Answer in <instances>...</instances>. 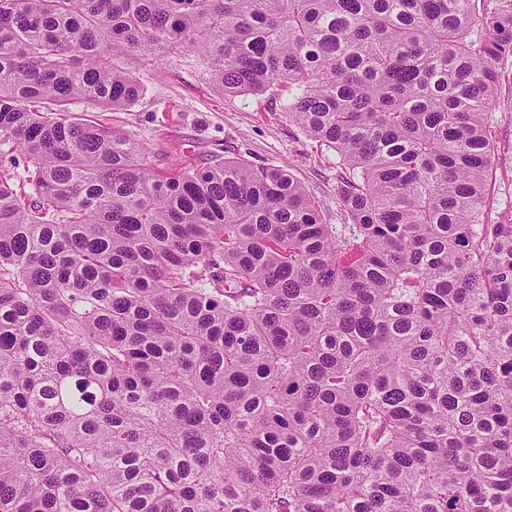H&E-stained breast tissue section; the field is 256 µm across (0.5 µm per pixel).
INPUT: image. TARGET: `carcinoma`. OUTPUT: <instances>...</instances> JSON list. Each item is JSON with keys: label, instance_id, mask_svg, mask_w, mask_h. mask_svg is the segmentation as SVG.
<instances>
[{"label": "carcinoma", "instance_id": "obj_1", "mask_svg": "<svg viewBox=\"0 0 512 512\" xmlns=\"http://www.w3.org/2000/svg\"><path fill=\"white\" fill-rule=\"evenodd\" d=\"M0 0V512H512V0ZM278 86L336 153L152 163L119 57ZM500 83L488 113L494 139L487 210L496 220L512 216V57L498 65Z\"/></svg>", "mask_w": 512, "mask_h": 512}]
</instances>
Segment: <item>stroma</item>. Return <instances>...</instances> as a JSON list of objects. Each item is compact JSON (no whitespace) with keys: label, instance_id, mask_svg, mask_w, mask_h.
I'll use <instances>...</instances> for the list:
<instances>
[{"label":"stroma","instance_id":"35a3bbf8","mask_svg":"<svg viewBox=\"0 0 512 512\" xmlns=\"http://www.w3.org/2000/svg\"><path fill=\"white\" fill-rule=\"evenodd\" d=\"M143 86L130 107L110 111L77 100L72 116L134 135L154 162L171 168L208 166L215 157L240 158L256 166L290 165L293 175L319 202L327 223H340L335 152L317 145L283 110L278 89L232 96L211 81L205 61L192 53L173 55L154 66L146 57L122 59ZM500 83L488 114L493 131L487 210L495 219L512 218V57L498 65Z\"/></svg>","mask_w":512,"mask_h":512}]
</instances>
